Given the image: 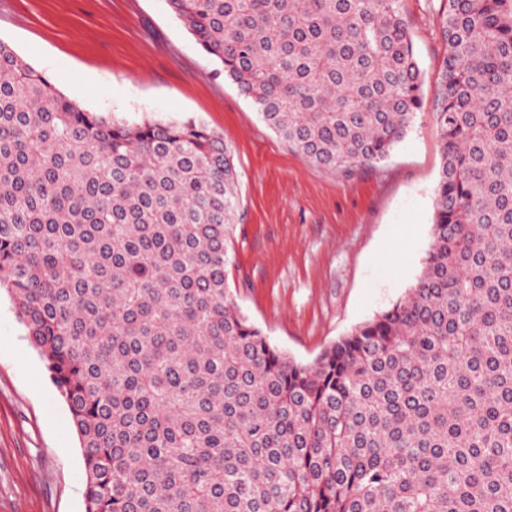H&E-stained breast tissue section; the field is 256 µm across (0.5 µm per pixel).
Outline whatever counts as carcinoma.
<instances>
[{
    "label": "carcinoma",
    "instance_id": "obj_1",
    "mask_svg": "<svg viewBox=\"0 0 512 512\" xmlns=\"http://www.w3.org/2000/svg\"><path fill=\"white\" fill-rule=\"evenodd\" d=\"M307 161L423 107L402 0H166ZM432 242L310 363L226 291L231 148L81 108L0 40V290L66 402L85 512H512V0H445Z\"/></svg>",
    "mask_w": 512,
    "mask_h": 512
}]
</instances>
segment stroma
Instances as JSON below:
<instances>
[{"instance_id":"stroma-1","label":"stroma","mask_w":512,"mask_h":512,"mask_svg":"<svg viewBox=\"0 0 512 512\" xmlns=\"http://www.w3.org/2000/svg\"><path fill=\"white\" fill-rule=\"evenodd\" d=\"M443 6L403 0L424 106L385 162L349 176L290 150L166 0H0V39L88 111L131 125L191 118L223 136L239 177L226 284L273 345L307 363L421 271L442 164ZM85 480L67 405L0 291V512H84Z\"/></svg>"}]
</instances>
